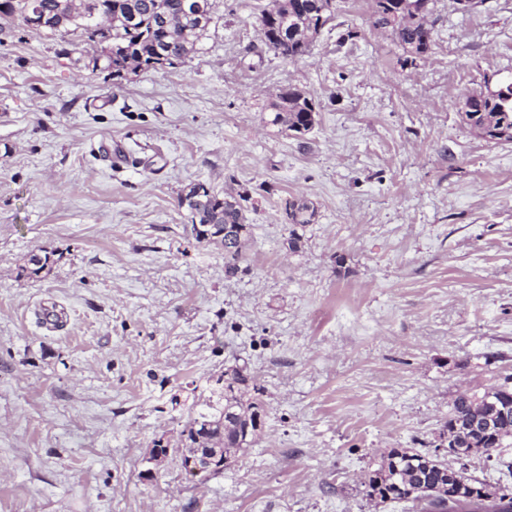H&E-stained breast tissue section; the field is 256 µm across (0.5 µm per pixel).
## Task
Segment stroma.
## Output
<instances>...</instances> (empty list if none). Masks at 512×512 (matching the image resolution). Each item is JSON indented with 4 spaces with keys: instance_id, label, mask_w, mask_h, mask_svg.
<instances>
[{
    "instance_id": "obj_1",
    "label": "stroma",
    "mask_w": 512,
    "mask_h": 512,
    "mask_svg": "<svg viewBox=\"0 0 512 512\" xmlns=\"http://www.w3.org/2000/svg\"><path fill=\"white\" fill-rule=\"evenodd\" d=\"M268 4L216 0L196 53L119 81L0 14V512H411L365 496L368 465L512 375V144L460 113L512 77V0H435L407 68L371 0H336L295 61L260 41ZM290 85L318 111L302 139L267 122ZM195 183L251 195L234 276L179 205ZM41 250L50 272L20 276ZM236 362L265 389L257 443L145 481L189 418L172 397ZM288 208V249L295 253L302 249L304 245V231L315 219V209L303 199H293L290 207L288 200L285 202L284 211Z\"/></svg>"
}]
</instances>
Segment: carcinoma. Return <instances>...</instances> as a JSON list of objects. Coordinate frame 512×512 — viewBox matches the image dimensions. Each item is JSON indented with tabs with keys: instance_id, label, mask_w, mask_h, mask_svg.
I'll return each instance as SVG.
<instances>
[{
	"instance_id": "carcinoma-1",
	"label": "carcinoma",
	"mask_w": 512,
	"mask_h": 512,
	"mask_svg": "<svg viewBox=\"0 0 512 512\" xmlns=\"http://www.w3.org/2000/svg\"><path fill=\"white\" fill-rule=\"evenodd\" d=\"M216 0H0V14L18 13L22 19L34 13L44 19L41 31H81L88 41L112 46V54L92 57V69L107 71L112 78L135 69L155 70L174 66L196 51L214 19ZM412 0H373L374 26L391 33L402 51L401 66L414 65L434 43V27L411 11ZM331 0H271L261 13L266 39L273 52L288 60L310 51L318 27L335 19ZM269 124L301 138L316 125V105L307 93L289 86L269 103ZM462 119L477 136L496 143H512V80L488 93L465 96ZM248 192L221 195L196 183L187 188L180 205L188 211L196 240L224 248V273L234 276L244 260L242 249L251 236L243 203ZM315 209L303 199L288 207V249L304 245V231L313 223ZM49 255L32 253L22 272L38 277L49 269ZM265 390L245 365L224 369V387L202 393L194 407L197 421L180 433L179 445L187 448H222L235 458L258 440L257 418L267 410ZM492 410L488 389L458 394L451 402L448 420L440 434L452 448L475 452L446 459L437 448H392L383 459L367 468L361 485L370 499L383 502L427 503V512H512V491L474 476V459L490 462L512 475V461L503 449L512 446V419L496 425L493 443L469 439L468 429ZM473 486L487 489L488 496L474 498Z\"/></svg>"
}]
</instances>
